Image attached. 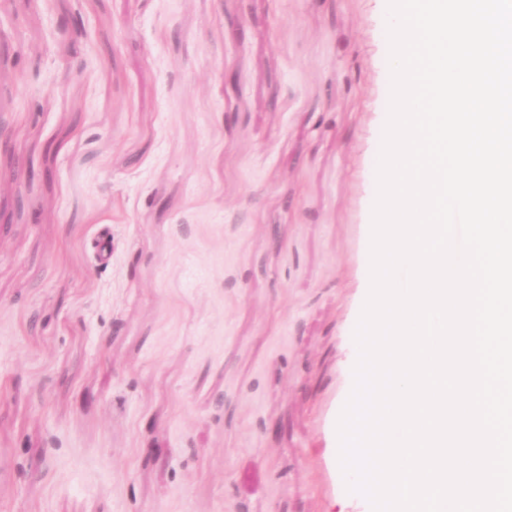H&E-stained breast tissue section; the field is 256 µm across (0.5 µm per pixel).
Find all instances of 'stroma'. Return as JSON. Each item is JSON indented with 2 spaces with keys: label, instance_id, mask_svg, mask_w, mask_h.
Here are the masks:
<instances>
[{
  "label": "stroma",
  "instance_id": "obj_1",
  "mask_svg": "<svg viewBox=\"0 0 512 512\" xmlns=\"http://www.w3.org/2000/svg\"><path fill=\"white\" fill-rule=\"evenodd\" d=\"M387 25V0H0V126L52 171L0 184V512H355Z\"/></svg>",
  "mask_w": 512,
  "mask_h": 512
}]
</instances>
